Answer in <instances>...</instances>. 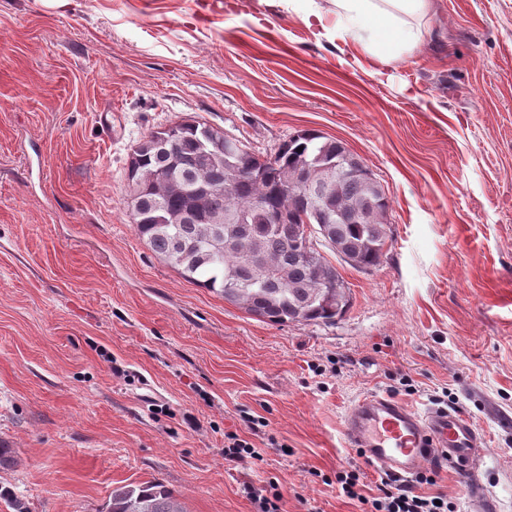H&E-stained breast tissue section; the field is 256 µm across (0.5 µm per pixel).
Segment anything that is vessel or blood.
I'll list each match as a JSON object with an SVG mask.
<instances>
[{"mask_svg":"<svg viewBox=\"0 0 512 512\" xmlns=\"http://www.w3.org/2000/svg\"><path fill=\"white\" fill-rule=\"evenodd\" d=\"M344 430L353 447L395 478H409L427 461L469 474L471 506L474 512H487L482 485L472 475L487 451L484 435L460 410L418 411L390 396L370 394L352 405Z\"/></svg>","mask_w":512,"mask_h":512,"instance_id":"vessel-or-blood-1","label":"vessel or blood"}]
</instances>
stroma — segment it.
<instances>
[{"label":"stroma","mask_w":512,"mask_h":512,"mask_svg":"<svg viewBox=\"0 0 512 512\" xmlns=\"http://www.w3.org/2000/svg\"><path fill=\"white\" fill-rule=\"evenodd\" d=\"M0 0V467L29 512H99L158 481L186 512H359L340 470L366 394L458 405L512 512V0H432L419 45L373 72L286 0ZM194 119L269 158L302 130L390 200L382 262L324 249L335 323L274 324L185 280L137 235L128 163ZM259 458H224L245 416ZM244 491L254 505L255 512H281V496L279 493L267 494V489L248 484Z\"/></svg>","instance_id":"35a3bbf8"}]
</instances>
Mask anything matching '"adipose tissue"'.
Returning <instances> with one entry per match:
<instances>
[{
	"label": "adipose tissue",
	"instance_id": "ef3b65f1",
	"mask_svg": "<svg viewBox=\"0 0 512 512\" xmlns=\"http://www.w3.org/2000/svg\"><path fill=\"white\" fill-rule=\"evenodd\" d=\"M428 7L429 0H329L328 10L354 39H361L364 26H372L376 37L369 54L375 66L384 67L416 46L421 31L415 23L427 16Z\"/></svg>",
	"mask_w": 512,
	"mask_h": 512
}]
</instances>
